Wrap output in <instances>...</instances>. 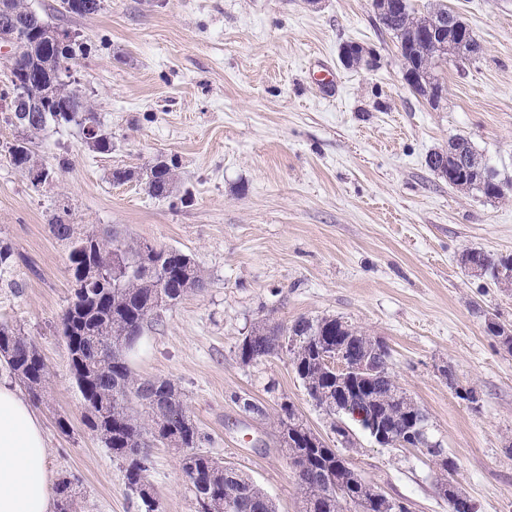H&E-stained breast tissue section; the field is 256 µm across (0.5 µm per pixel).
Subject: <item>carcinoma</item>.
I'll list each match as a JSON object with an SVG mask.
<instances>
[{
  "label": "carcinoma",
  "instance_id": "obj_1",
  "mask_svg": "<svg viewBox=\"0 0 512 512\" xmlns=\"http://www.w3.org/2000/svg\"><path fill=\"white\" fill-rule=\"evenodd\" d=\"M7 2L9 10L25 18L32 29L46 32L53 27L24 0ZM102 0H58L54 10L60 14H93ZM380 26L398 41L401 56L416 75L414 90L425 95L424 87L442 86L439 68L448 62V50L456 58L469 60L477 53L469 42L468 27L448 8L445 0L422 13L411 0H389L378 10ZM20 50V64L26 70L30 86L26 93L40 97L36 112H4L3 120L23 129L25 135L8 146L12 165L28 177L35 187L54 178L56 169L34 159L33 145L39 134L51 126L73 124L88 126L97 133L84 135L85 143L99 153L112 150L110 137L100 130L97 114L80 94L69 87L72 66L83 46L42 40L14 38ZM448 153H459L468 172L441 167L442 153L429 157V168L448 185L476 191L488 198H502L512 183L486 180L490 169L482 161L470 139L458 135L448 142ZM145 185L154 197H166L177 185L174 164L151 165L145 170ZM50 230L67 245L66 268L72 281V295L60 319V333L70 367L87 410V424L101 438L112 456L125 464L128 485H145L150 460L145 448L159 443L182 452V470L190 484L198 512H226L232 501L235 512H275L268 494L253 479L238 472L224 476V463L200 451L206 436L189 414L181 395L168 380L137 377L127 357L134 346L123 348L127 340H140L145 324L159 310L173 306L192 291L206 287L201 268L193 255L170 247L138 243L118 237L105 228L75 234L73 225L59 217L50 222ZM85 266L104 269L103 278L81 276ZM14 273V252L0 245V279ZM349 340L356 355L369 349L380 374L353 379L350 392L353 408L372 409L385 416L394 432L403 435L409 421L428 426L425 412L416 406L396 383L391 373L390 352L386 345L336 317H301L282 327L268 321L255 324L238 345L243 363H258L283 352L293 354L296 374L309 398L331 415L336 413V395L342 383L326 363L325 357L336 349V337ZM0 364L17 379L34 402L45 396L47 367L37 345L21 330L0 323ZM279 443L291 460L294 477L304 495V512H363L377 510L371 500L373 488L353 477V469L335 448L319 441L314 448L306 439L308 426L293 406L279 404L277 418ZM457 462L444 461L438 480L439 492L445 490L448 476L456 472ZM79 480L64 476L56 488V512H76V488Z\"/></svg>",
  "mask_w": 512,
  "mask_h": 512
}]
</instances>
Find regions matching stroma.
<instances>
[{
	"label": "stroma",
	"mask_w": 512,
	"mask_h": 512,
	"mask_svg": "<svg viewBox=\"0 0 512 512\" xmlns=\"http://www.w3.org/2000/svg\"><path fill=\"white\" fill-rule=\"evenodd\" d=\"M27 3L77 33L86 52L75 86L112 137L102 154L73 127L40 134L36 158L59 171L36 189L6 152L19 129L0 121V241L16 262L12 284L0 282V323L21 329L49 367L35 411L55 477L81 479L77 512L145 507L87 426L57 333L70 298L67 249L49 229L57 215L79 233L109 225L195 256L206 288L148 321L130 366L170 380L207 436L203 452L252 477L277 512L301 510L276 442L284 401L376 490L410 512H449L440 472L421 453L379 447L353 423L341 442L289 355L240 362L237 346L256 322L324 316L386 343L396 380L456 457L454 479L477 512H512V354L486 330L491 319L512 324V285L461 264L471 248L512 254V193L451 188L427 165L463 134L512 181V0H448L481 53L443 64L434 104L405 82L373 0H104L97 13L67 17L55 0ZM348 43L372 50L376 66H347ZM160 158L178 174L161 199L140 179ZM117 168L131 179L113 182ZM459 387L475 388L478 402L459 398ZM244 399L264 414L243 412ZM149 453L159 512H196L179 454Z\"/></svg>",
	"instance_id": "obj_1"
}]
</instances>
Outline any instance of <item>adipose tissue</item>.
<instances>
[{
	"instance_id": "adipose-tissue-1",
	"label": "adipose tissue",
	"mask_w": 512,
	"mask_h": 512,
	"mask_svg": "<svg viewBox=\"0 0 512 512\" xmlns=\"http://www.w3.org/2000/svg\"><path fill=\"white\" fill-rule=\"evenodd\" d=\"M42 423L15 386L0 383V512H53Z\"/></svg>"
}]
</instances>
